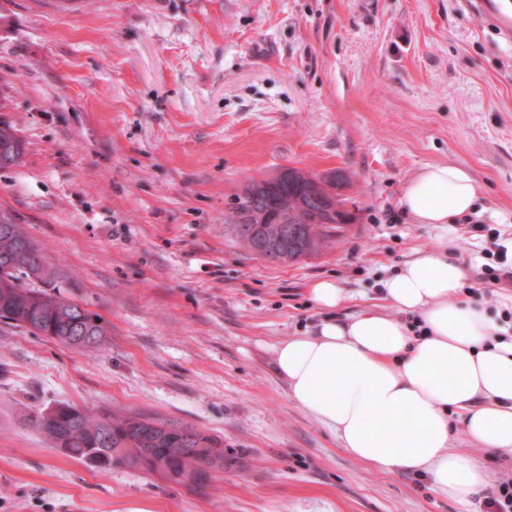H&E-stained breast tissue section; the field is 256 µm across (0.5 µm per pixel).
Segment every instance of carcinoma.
Segmentation results:
<instances>
[{
	"mask_svg": "<svg viewBox=\"0 0 512 512\" xmlns=\"http://www.w3.org/2000/svg\"><path fill=\"white\" fill-rule=\"evenodd\" d=\"M307 184L301 177V169L290 168L288 175L275 189L255 201V206L242 194H237L235 204L225 221L230 224L235 238L238 216L256 209L267 216L262 224H252L250 228L266 232L275 228L274 222L282 216V206L288 205V223L302 225L301 240L295 248L289 249L288 260L294 262L302 258L316 256L331 238L339 237L344 232L343 225L355 220L353 214L336 209L332 189L322 191L324 203L309 202L306 193ZM309 203L311 212L295 213L294 205L298 200ZM4 260L0 259V303L10 299V303L0 311V322L9 324L23 331H29L27 323L34 317H40L43 327L42 336L49 337V329L56 330V335H73L76 325L83 327L98 322V335L108 334L105 320L97 313L86 311L82 316L76 310L78 303L63 295L55 274L50 269H42L31 262L29 271L23 277L6 280L1 270ZM58 418L45 411L36 417V425L51 439L56 448L63 449V454L86 462L95 468L110 470L114 468H132L144 470L150 474L162 476L166 481L183 486H196L201 489L224 468L210 458L209 449H219L218 457L224 458V449L213 437L191 426L171 425L138 413L109 417L105 425L100 418L86 412L75 404H59ZM154 449V458L140 457V449ZM170 448H182L179 455H169Z\"/></svg>",
	"mask_w": 512,
	"mask_h": 512,
	"instance_id": "obj_1",
	"label": "carcinoma"
}]
</instances>
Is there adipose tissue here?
<instances>
[{
    "label": "adipose tissue",
    "mask_w": 512,
    "mask_h": 512,
    "mask_svg": "<svg viewBox=\"0 0 512 512\" xmlns=\"http://www.w3.org/2000/svg\"><path fill=\"white\" fill-rule=\"evenodd\" d=\"M478 194L467 170L437 164L408 182L401 203L416 222L443 226L474 214ZM465 277L446 246L418 251L384 284L388 312L327 320L275 347L291 399L352 458L382 473L426 475L464 507L488 474L452 448L455 424L478 447L512 458V332L484 307L460 303Z\"/></svg>",
    "instance_id": "obj_1"
}]
</instances>
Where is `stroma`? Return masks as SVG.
Masks as SVG:
<instances>
[{
    "label": "stroma",
    "mask_w": 512,
    "mask_h": 512,
    "mask_svg": "<svg viewBox=\"0 0 512 512\" xmlns=\"http://www.w3.org/2000/svg\"><path fill=\"white\" fill-rule=\"evenodd\" d=\"M1 118L26 143L0 169V211L100 314L72 351L0 323V512H487L427 477L357 462L291 399L280 340L382 306L383 283L439 242L462 301L512 324V284L485 293L512 242V38L463 0H0ZM471 173L484 227L401 207L425 166ZM284 167L344 179L356 219L318 256L270 263L224 226L236 193ZM348 299L315 305L311 283ZM61 403L192 426L224 450L197 490L102 471L33 423ZM309 292L313 301L323 309H336L346 299L344 288L331 279L314 282L310 286Z\"/></svg>",
    "instance_id": "35a3bbf8"
}]
</instances>
